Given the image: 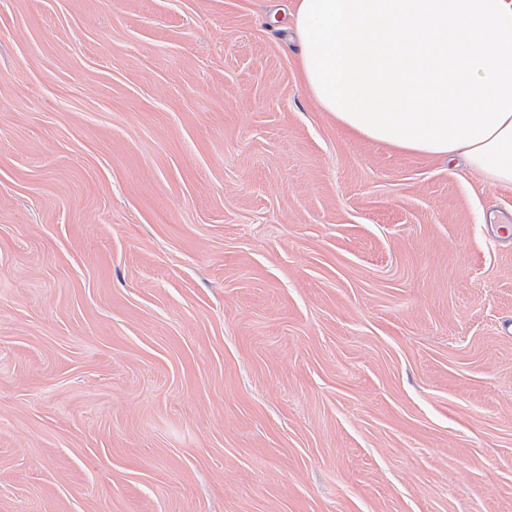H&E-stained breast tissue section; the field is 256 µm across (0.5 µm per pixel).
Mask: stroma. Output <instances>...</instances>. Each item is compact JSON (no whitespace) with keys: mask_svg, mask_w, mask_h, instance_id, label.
<instances>
[{"mask_svg":"<svg viewBox=\"0 0 512 512\" xmlns=\"http://www.w3.org/2000/svg\"><path fill=\"white\" fill-rule=\"evenodd\" d=\"M292 3L0 0V512H512V190Z\"/></svg>","mask_w":512,"mask_h":512,"instance_id":"stroma-1","label":"stroma"}]
</instances>
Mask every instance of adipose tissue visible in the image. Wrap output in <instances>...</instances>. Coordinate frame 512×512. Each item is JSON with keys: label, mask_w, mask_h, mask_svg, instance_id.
Returning a JSON list of instances; mask_svg holds the SVG:
<instances>
[{"label": "adipose tissue", "mask_w": 512, "mask_h": 512, "mask_svg": "<svg viewBox=\"0 0 512 512\" xmlns=\"http://www.w3.org/2000/svg\"><path fill=\"white\" fill-rule=\"evenodd\" d=\"M302 82L337 126L512 189V0H295Z\"/></svg>", "instance_id": "adipose-tissue-1"}]
</instances>
